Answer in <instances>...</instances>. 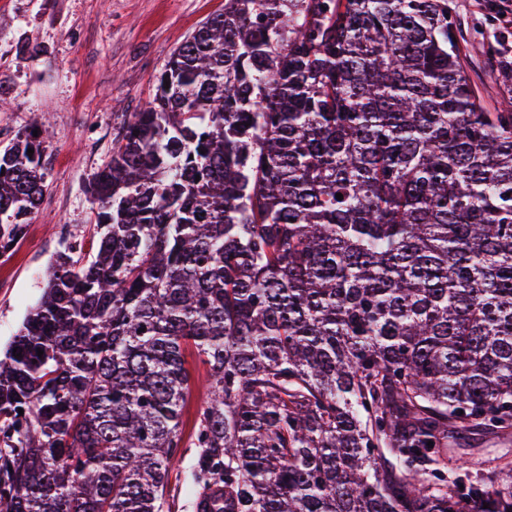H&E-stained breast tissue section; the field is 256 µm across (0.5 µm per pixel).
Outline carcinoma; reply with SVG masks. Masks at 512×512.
<instances>
[{
    "label": "carcinoma",
    "instance_id": "carcinoma-1",
    "mask_svg": "<svg viewBox=\"0 0 512 512\" xmlns=\"http://www.w3.org/2000/svg\"><path fill=\"white\" fill-rule=\"evenodd\" d=\"M464 42L448 0H224L170 54L0 359V512H171L183 448L189 512H512V461L448 471L512 427V109ZM44 150L0 151V257ZM448 455L453 456V466L463 465L476 469L484 467L490 461L512 460V428L494 434L482 432H464L448 441Z\"/></svg>",
    "mask_w": 512,
    "mask_h": 512
}]
</instances>
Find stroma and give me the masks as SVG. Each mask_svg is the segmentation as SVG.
<instances>
[{
	"instance_id": "35a3bbf8",
	"label": "stroma",
	"mask_w": 512,
	"mask_h": 512,
	"mask_svg": "<svg viewBox=\"0 0 512 512\" xmlns=\"http://www.w3.org/2000/svg\"><path fill=\"white\" fill-rule=\"evenodd\" d=\"M498 2H450L473 88L493 112L512 101L484 52L494 46L512 62V19ZM223 10L224 0H0V147L36 121L50 132L43 202L0 258V351L39 301L56 253L76 242L90 248L88 181L109 161L124 114L148 104L169 53ZM448 448L454 463L475 470L512 460V428L460 433Z\"/></svg>"
}]
</instances>
